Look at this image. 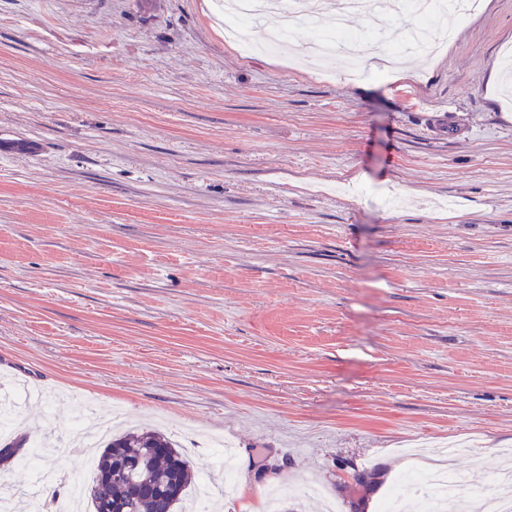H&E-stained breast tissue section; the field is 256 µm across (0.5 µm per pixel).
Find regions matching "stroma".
I'll use <instances>...</instances> for the list:
<instances>
[{"mask_svg":"<svg viewBox=\"0 0 512 512\" xmlns=\"http://www.w3.org/2000/svg\"><path fill=\"white\" fill-rule=\"evenodd\" d=\"M211 0H0V398L22 506L90 486L86 403L167 429L221 512H419L413 460L491 484L512 448V0L404 78L242 52ZM397 187L396 204L381 194ZM372 476L356 488L355 472Z\"/></svg>","mask_w":512,"mask_h":512,"instance_id":"stroma-1","label":"stroma"}]
</instances>
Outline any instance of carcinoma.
Masks as SVG:
<instances>
[{"mask_svg": "<svg viewBox=\"0 0 512 512\" xmlns=\"http://www.w3.org/2000/svg\"><path fill=\"white\" fill-rule=\"evenodd\" d=\"M27 453L22 443L0 448V476ZM194 481L191 462L167 435L127 430L113 435L97 456L89 512H183Z\"/></svg>", "mask_w": 512, "mask_h": 512, "instance_id": "carcinoma-1", "label": "carcinoma"}]
</instances>
